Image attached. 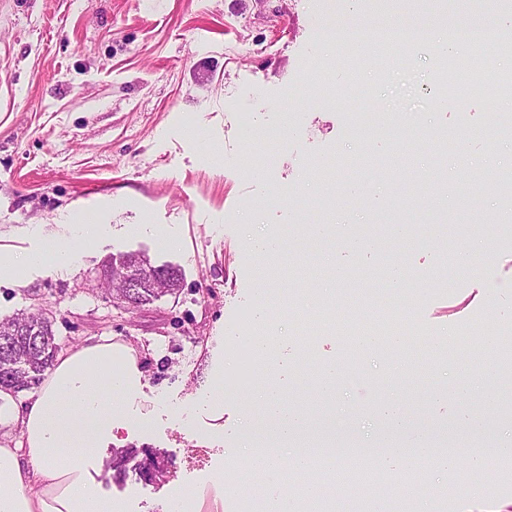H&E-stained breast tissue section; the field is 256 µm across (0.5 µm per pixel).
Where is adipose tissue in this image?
Masks as SVG:
<instances>
[{"label": "adipose tissue", "instance_id": "adipose-tissue-1", "mask_svg": "<svg viewBox=\"0 0 512 512\" xmlns=\"http://www.w3.org/2000/svg\"><path fill=\"white\" fill-rule=\"evenodd\" d=\"M79 255L61 243H41L22 256L0 250V282L21 268L75 264ZM141 373L131 349L89 338L60 353L41 387L13 413L19 439L0 434V512H123L99 498L79 461L66 450L119 445L121 428L147 426L128 412Z\"/></svg>", "mask_w": 512, "mask_h": 512}]
</instances>
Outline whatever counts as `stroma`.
Masks as SVG:
<instances>
[{
  "mask_svg": "<svg viewBox=\"0 0 512 512\" xmlns=\"http://www.w3.org/2000/svg\"><path fill=\"white\" fill-rule=\"evenodd\" d=\"M420 28L438 17L492 26L512 22L488 0H0V248L21 253L42 240L66 241L76 224L107 225L106 237L78 242L80 264H46L22 272L18 286L0 285V319L45 312L61 350L91 336L133 347L141 372L131 411L148 431L122 433L127 447L168 460L164 482L141 479L134 463L107 469L111 446L82 455L106 501L125 512H163L172 495L202 487L224 472V501L278 497L277 474L245 472L248 427L267 421L255 393L272 385L284 407H300L303 431L317 426L357 445L385 438L423 447L429 433L475 438L482 454L512 439V244L495 239L512 223L495 196L471 185L445 195L433 175H456L451 149L430 134L453 127L470 164L488 176L512 170V141H494L496 111L512 100L475 94L464 111L435 106L428 91L443 71L433 58L409 67L367 60L361 77L322 72L336 57L331 21L354 18L373 38L378 10ZM344 88L333 100L325 85ZM410 113L419 134L408 155L393 158L381 140L352 139L353 113L364 108ZM392 157L387 174L354 172L346 157ZM422 204L409 225L414 242L395 238L390 209L396 190ZM338 213L336 236L373 225L387 246L375 256L350 252L311 235L327 209ZM473 252L458 271L441 253L442 227ZM176 239L165 246L163 235ZM256 236L306 238V256L285 250L256 255ZM127 253L181 277L176 295L136 309L117 308L96 276ZM441 270L444 287L415 283L403 300L353 293L334 276L378 272L390 263ZM396 303L407 325L402 347L364 349L343 327L307 321L317 304L337 317L370 316L375 303ZM264 310V327L241 326L242 314ZM269 338L271 370H243L233 348L256 332ZM457 333L473 349L487 347L469 394L455 392L469 360L432 346ZM341 373L335 392L318 386L329 368ZM224 383L219 412L200 402ZM492 400L500 412L473 428L469 420ZM363 409L345 420L347 407ZM392 503L333 500L335 512H512V469L492 470L479 498L448 489Z\"/></svg>",
  "mask_w": 512,
  "mask_h": 512,
  "instance_id": "35a3bbf8",
  "label": "stroma"
}]
</instances>
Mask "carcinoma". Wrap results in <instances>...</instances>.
Returning <instances> with one entry per match:
<instances>
[{
	"mask_svg": "<svg viewBox=\"0 0 512 512\" xmlns=\"http://www.w3.org/2000/svg\"><path fill=\"white\" fill-rule=\"evenodd\" d=\"M119 259L118 264L104 266L103 272L112 273L109 283L116 297L126 295V281L136 283L137 288L126 295L130 306L179 291L180 276L175 269L153 267L142 255L125 254ZM57 349L52 322L41 314L0 321V388L17 392L39 384Z\"/></svg>",
	"mask_w": 512,
	"mask_h": 512,
	"instance_id": "1",
	"label": "carcinoma"
}]
</instances>
